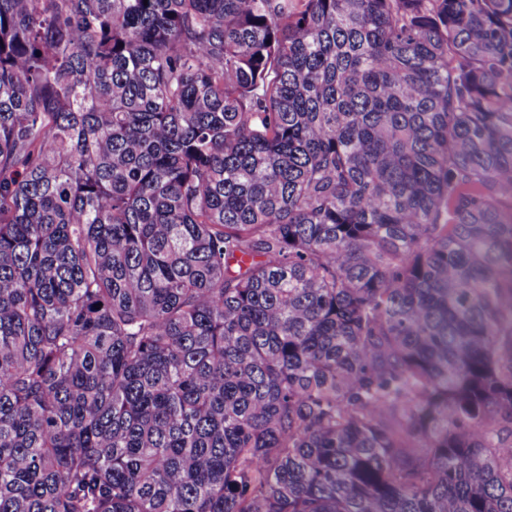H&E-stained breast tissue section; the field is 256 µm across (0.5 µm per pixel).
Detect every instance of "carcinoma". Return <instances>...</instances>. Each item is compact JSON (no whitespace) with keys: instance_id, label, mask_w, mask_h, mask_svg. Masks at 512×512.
<instances>
[{"instance_id":"carcinoma-1","label":"carcinoma","mask_w":512,"mask_h":512,"mask_svg":"<svg viewBox=\"0 0 512 512\" xmlns=\"http://www.w3.org/2000/svg\"><path fill=\"white\" fill-rule=\"evenodd\" d=\"M512 0H0V512H512Z\"/></svg>"}]
</instances>
